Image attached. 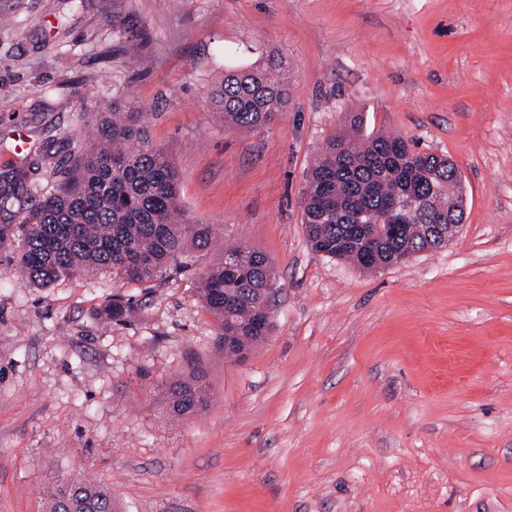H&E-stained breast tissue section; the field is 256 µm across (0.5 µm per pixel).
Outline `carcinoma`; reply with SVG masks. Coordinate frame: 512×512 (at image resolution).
Returning <instances> with one entry per match:
<instances>
[{"label":"carcinoma","instance_id":"carcinoma-1","mask_svg":"<svg viewBox=\"0 0 512 512\" xmlns=\"http://www.w3.org/2000/svg\"><path fill=\"white\" fill-rule=\"evenodd\" d=\"M294 76L278 54L262 64L226 72L209 97L224 123L256 128L286 111ZM96 142L76 156L66 179L25 208L18 263L34 286L109 271L146 284L179 273L192 254L209 250L212 224L181 217L179 181L169 152L152 142L144 113L112 101L100 118ZM460 178L446 157L415 152L386 133L363 134V117L351 112L306 172L302 192L305 229L312 249L363 269L396 264L447 245L448 225L462 221ZM275 277L261 251L227 246L224 257L200 281L201 297L216 319L224 352L262 341L256 330L271 316L262 288ZM130 302L115 296L103 314L122 321ZM209 405L203 376H177L164 387L162 409L171 420L189 418ZM46 512H118L112 491L95 480L55 477Z\"/></svg>","mask_w":512,"mask_h":512}]
</instances>
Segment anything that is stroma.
<instances>
[{
    "label": "stroma",
    "mask_w": 512,
    "mask_h": 512,
    "mask_svg": "<svg viewBox=\"0 0 512 512\" xmlns=\"http://www.w3.org/2000/svg\"><path fill=\"white\" fill-rule=\"evenodd\" d=\"M271 51L286 112L224 125L211 86ZM116 100L189 221L269 257L274 329L225 354L196 291L216 250L35 287L0 211V512L65 473L121 512H512V0H0V189L58 185ZM350 111L455 163L447 246L373 272L311 249L305 174ZM197 369L209 406L169 422L159 387Z\"/></svg>",
    "instance_id": "35a3bbf8"
}]
</instances>
